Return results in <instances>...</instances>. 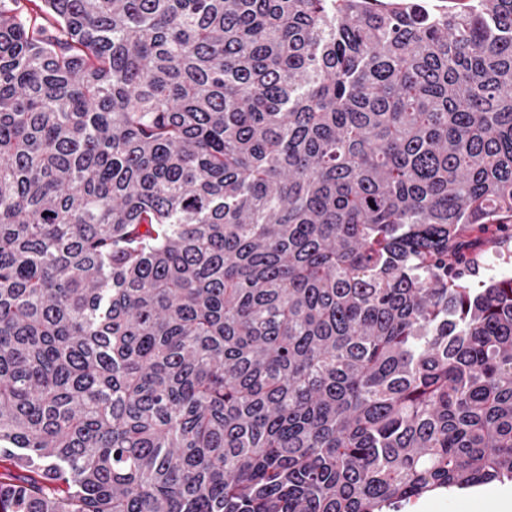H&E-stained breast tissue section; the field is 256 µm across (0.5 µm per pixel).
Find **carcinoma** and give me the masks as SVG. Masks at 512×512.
I'll use <instances>...</instances> for the list:
<instances>
[{
  "instance_id": "cac0c4a2",
  "label": "carcinoma",
  "mask_w": 512,
  "mask_h": 512,
  "mask_svg": "<svg viewBox=\"0 0 512 512\" xmlns=\"http://www.w3.org/2000/svg\"><path fill=\"white\" fill-rule=\"evenodd\" d=\"M512 0H0V512H395L512 481Z\"/></svg>"
}]
</instances>
